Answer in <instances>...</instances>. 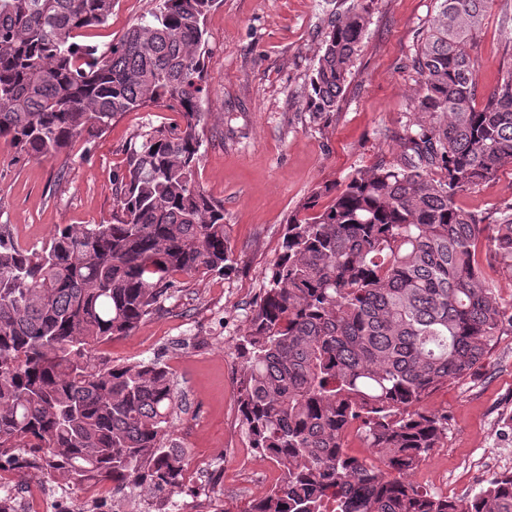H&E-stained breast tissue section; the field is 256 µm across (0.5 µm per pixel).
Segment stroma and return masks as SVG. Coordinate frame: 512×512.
I'll list each match as a JSON object with an SVG mask.
<instances>
[{
    "mask_svg": "<svg viewBox=\"0 0 512 512\" xmlns=\"http://www.w3.org/2000/svg\"><path fill=\"white\" fill-rule=\"evenodd\" d=\"M155 0H114L104 27L85 44L119 39ZM350 0H215L206 18L207 57L198 179L224 206L237 264L225 276H178L163 309L130 335L100 344L115 363L158 358L174 375L179 409L170 437L185 451L195 480L181 500L193 507L209 493L213 512H239L280 475L249 448L237 415L240 361L235 342L268 285L289 215L317 187L342 184L379 160L399 159L414 127L420 93L410 61L434 14V0H374L370 21L343 96L334 111L306 109L310 79L332 19ZM512 0H497L470 49L476 61V105L494 91L512 45ZM167 108L113 119L91 151L75 147L56 159H35L0 142V224L22 246H41L59 224L110 222L113 183L134 135L179 123ZM512 201V166L460 194V208L494 219ZM424 406L448 415L441 448L410 476L413 484L467 501L481 481L512 472V332L496 337L480 369L449 381ZM224 481L210 493V474Z\"/></svg>",
    "mask_w": 512,
    "mask_h": 512,
    "instance_id": "obj_1",
    "label": "stroma"
}]
</instances>
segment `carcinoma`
<instances>
[{
  "instance_id": "1",
  "label": "carcinoma",
  "mask_w": 512,
  "mask_h": 512,
  "mask_svg": "<svg viewBox=\"0 0 512 512\" xmlns=\"http://www.w3.org/2000/svg\"><path fill=\"white\" fill-rule=\"evenodd\" d=\"M213 2L158 0L100 47L76 38L106 24L114 0H0V140L18 152L58 157L142 108L182 117L130 143L112 223L60 225L30 249L0 224V457L21 451L49 477L139 491L147 512H180L174 378L157 359L114 363L95 347L159 312L175 275L235 269L224 205L197 180ZM370 2L352 0L331 23L308 111L336 108ZM495 2L435 0L411 60L420 121L400 160L314 192L288 218L234 346L240 426L281 477L240 512H512V472L463 504L407 480L448 431L425 399L512 331L476 258L482 241L512 273V204L491 235L455 204L512 165L511 48L496 89L474 104L469 49ZM353 433L374 460L349 454Z\"/></svg>"
}]
</instances>
